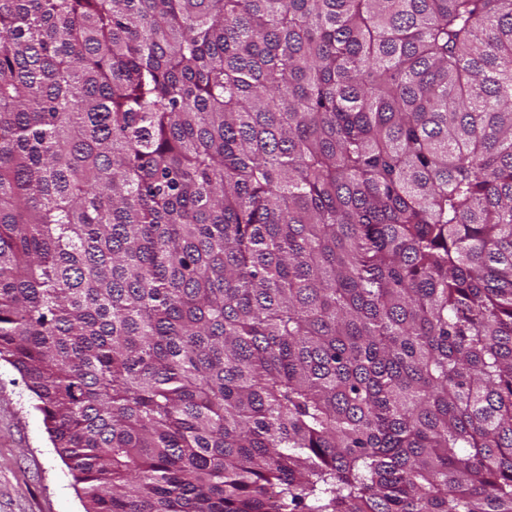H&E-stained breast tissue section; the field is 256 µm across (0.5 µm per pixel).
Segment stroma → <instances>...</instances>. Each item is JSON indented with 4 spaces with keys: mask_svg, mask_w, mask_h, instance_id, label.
<instances>
[{
    "mask_svg": "<svg viewBox=\"0 0 512 512\" xmlns=\"http://www.w3.org/2000/svg\"><path fill=\"white\" fill-rule=\"evenodd\" d=\"M0 512H82L21 375L0 360Z\"/></svg>",
    "mask_w": 512,
    "mask_h": 512,
    "instance_id": "obj_1",
    "label": "stroma"
}]
</instances>
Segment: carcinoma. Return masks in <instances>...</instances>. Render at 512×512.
<instances>
[{"label":"carcinoma","mask_w":512,"mask_h":512,"mask_svg":"<svg viewBox=\"0 0 512 512\" xmlns=\"http://www.w3.org/2000/svg\"><path fill=\"white\" fill-rule=\"evenodd\" d=\"M0 360L83 512H512V0H0Z\"/></svg>","instance_id":"obj_1"}]
</instances>
